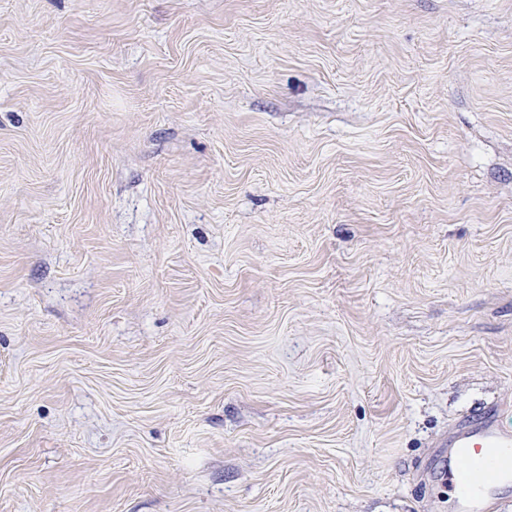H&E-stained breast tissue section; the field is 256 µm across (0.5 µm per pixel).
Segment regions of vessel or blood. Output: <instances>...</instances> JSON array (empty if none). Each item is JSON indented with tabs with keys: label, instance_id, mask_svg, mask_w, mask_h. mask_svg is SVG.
Returning a JSON list of instances; mask_svg holds the SVG:
<instances>
[{
	"label": "vessel or blood",
	"instance_id": "obj_1",
	"mask_svg": "<svg viewBox=\"0 0 512 512\" xmlns=\"http://www.w3.org/2000/svg\"><path fill=\"white\" fill-rule=\"evenodd\" d=\"M450 467L436 477L453 491L459 512H489L491 478L512 472V433L498 423L496 410L459 424L442 444Z\"/></svg>",
	"mask_w": 512,
	"mask_h": 512
}]
</instances>
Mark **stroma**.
Masks as SVG:
<instances>
[{
    "instance_id": "stroma-1",
    "label": "stroma",
    "mask_w": 512,
    "mask_h": 512,
    "mask_svg": "<svg viewBox=\"0 0 512 512\" xmlns=\"http://www.w3.org/2000/svg\"><path fill=\"white\" fill-rule=\"evenodd\" d=\"M512 432V0H0V512H458ZM496 410L490 409L459 424L448 434L442 458L454 465L442 466L436 477L456 494L459 512H488L491 478L512 471V433L498 423Z\"/></svg>"
}]
</instances>
